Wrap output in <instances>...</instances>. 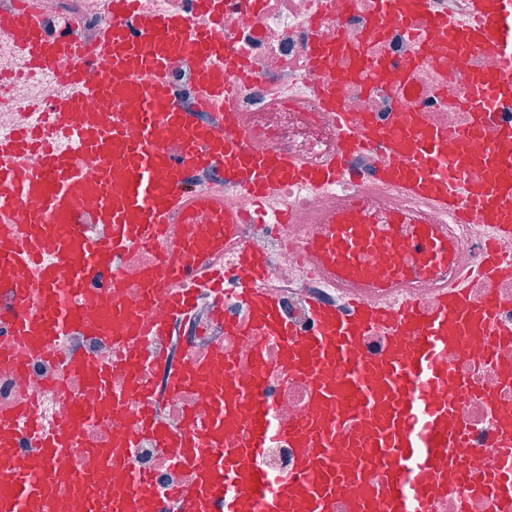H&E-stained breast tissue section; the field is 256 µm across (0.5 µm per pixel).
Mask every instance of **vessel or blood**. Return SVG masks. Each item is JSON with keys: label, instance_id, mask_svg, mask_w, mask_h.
Returning a JSON list of instances; mask_svg holds the SVG:
<instances>
[{"label": "vessel or blood", "instance_id": "vessel-or-blood-1", "mask_svg": "<svg viewBox=\"0 0 512 512\" xmlns=\"http://www.w3.org/2000/svg\"><path fill=\"white\" fill-rule=\"evenodd\" d=\"M102 2L105 22L88 48L73 27L48 28L28 0L0 13V31L15 41L21 65L53 66L62 85L51 111L25 113L0 137V289L11 298L10 308L0 309V334L30 351L62 334L109 336L120 347L140 408L125 432L86 449L94 482L112 494L115 512H159L151 477L127 463L146 436L158 453L193 473L173 492L183 512H435L460 483L465 447L450 397L463 380L449 369L448 350L471 337L512 343V331L493 320L497 297L471 301L465 274L449 281L433 308L408 301L392 309L386 286L447 266L448 238L437 225L399 214L375 220L358 210L326 216V233L311 243L319 262L333 279L363 280L374 290L345 312L313 302L314 328L304 335L294 333L276 299L242 289L251 319L224 326L279 339L289 372L310 387L298 423H275L271 403L219 351L170 374L172 392L195 388L212 408L206 427L176 437L139 378V344L189 316L198 294L223 281L211 256L233 243L242 220L224 204L228 187L258 201L277 197L288 181L319 192L350 175L353 154L373 148L384 157L378 180L462 222L512 236V127L502 130L501 147L452 159L442 149L444 131L423 122L382 128L344 111L332 79L321 98L336 114L337 151L311 168L254 142L234 111L226 76L245 61L224 44V0H191L186 12L147 11L140 0ZM195 14L206 19V30H194ZM428 34L498 51L506 60L498 83L512 91V0H471L470 17L435 18ZM177 65L191 71L196 107L172 88ZM474 108L483 125L494 118L497 101L479 89ZM475 164L485 171L479 182L469 177ZM199 174L215 180L199 185ZM85 224L101 225L102 238L86 237ZM177 224L208 230L182 237L173 232ZM404 241L409 261L372 263L376 244ZM157 243L167 253L127 276L125 258ZM131 288L140 297L128 302ZM377 332L385 337L381 351L360 356L364 339ZM66 368L97 392L98 410L122 406L123 393L108 384L109 369L79 356ZM486 403L497 440L511 446L512 405L491 397ZM91 418L83 410L45 432L29 407L0 412V512H48V490L60 479L56 465ZM24 431L40 436L29 455L17 451ZM275 438L296 455L291 470L270 475L259 459ZM493 478V512H512V460Z\"/></svg>", "mask_w": 512, "mask_h": 512}]
</instances>
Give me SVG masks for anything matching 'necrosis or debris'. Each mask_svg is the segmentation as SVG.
<instances>
[{
    "label": "necrosis or debris",
    "instance_id": "4bbe7bcc",
    "mask_svg": "<svg viewBox=\"0 0 512 512\" xmlns=\"http://www.w3.org/2000/svg\"><path fill=\"white\" fill-rule=\"evenodd\" d=\"M35 2L50 24L76 23L80 38L87 42L96 38L104 23L88 0ZM468 11L469 0H431L428 14L404 9L388 18L381 15V0H224V42L244 53L251 71L250 80L240 88L235 109L247 114L249 130L258 140L308 163L320 162L336 142L333 113L315 96L317 86L327 79L310 61L312 47L319 41L339 47V69L350 68L357 55L384 66L377 88L361 80L340 85L345 111L381 126L394 123L403 127L415 126L422 114L433 128L447 130L449 156L459 155L464 148L483 153L496 146L499 126L512 123V112L502 113L499 124L479 128L468 101L477 85L498 77L503 60L492 49H458L447 40L427 37L432 17ZM404 66L410 67L412 79L406 97L394 89ZM55 84L56 75L50 70L15 71L0 79V112L22 113L35 99L50 102ZM463 132L471 135L464 144L458 139ZM353 164L363 171L362 181H342L319 194L289 183L277 198L260 208L241 192L224 193L225 204L250 213V221L239 227V243L265 256L266 273L260 285L279 300L285 317L300 333L312 326L310 298L324 299L341 309L351 293L350 288L329 285L318 270L314 253L305 248L308 239L323 232L316 216L349 207H363L376 216L425 214L428 223L445 225L448 230L453 243L448 267L452 273L478 263L486 247L488 235L483 228L455 223L449 215L376 181L380 158L375 151L361 152ZM290 208L307 221L280 231V217ZM490 292L500 299L494 312L497 325L512 330V275L491 283L475 279L469 284L473 300H482ZM213 308V297L201 293L188 323L177 325L169 335L143 340L144 374L154 385L161 418L177 434L187 431V411H194L198 422L208 420L210 405L203 395L196 391L169 395L167 381L174 369L221 350L235 360L240 377L260 379L276 422L297 420L307 409L308 385L299 377L285 375L277 341H266L267 371L258 375L251 363L252 338L225 335L212 318ZM19 352L18 343L0 335V410L29 404L47 427L69 418L76 407L95 405L94 391L80 378L65 379L62 392L52 386L62 377L63 364L72 354H81L93 364L112 366L113 386L125 387L131 382L116 368L119 354L106 336L55 337L46 352L23 354L25 370L21 373L13 362ZM448 366L468 386L457 401L468 451L461 460L463 482L456 494L439 502L437 512H490L495 488L487 476L503 451L493 445V418L484 396L489 393L503 403H512V345L491 346L473 340L462 349L449 350ZM129 463L152 477L161 496L189 477L187 471L159 456L147 439L140 441Z\"/></svg>",
    "mask_w": 512,
    "mask_h": 512
}]
</instances>
